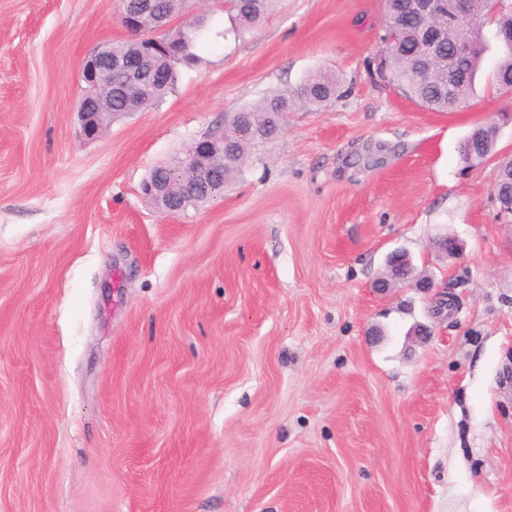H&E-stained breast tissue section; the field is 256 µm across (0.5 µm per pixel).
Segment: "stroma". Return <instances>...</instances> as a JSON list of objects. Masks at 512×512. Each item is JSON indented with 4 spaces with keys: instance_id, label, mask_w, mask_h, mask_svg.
<instances>
[{
    "instance_id": "obj_1",
    "label": "stroma",
    "mask_w": 512,
    "mask_h": 512,
    "mask_svg": "<svg viewBox=\"0 0 512 512\" xmlns=\"http://www.w3.org/2000/svg\"><path fill=\"white\" fill-rule=\"evenodd\" d=\"M122 8L0 0V512H512L504 48L432 112L370 75L383 0H278L246 35L188 0L198 62L86 139L79 72L127 40ZM319 70L346 94L289 112L223 194L176 215L143 196L225 113ZM479 123L495 155L471 167ZM397 250L431 292L377 289Z\"/></svg>"
}]
</instances>
